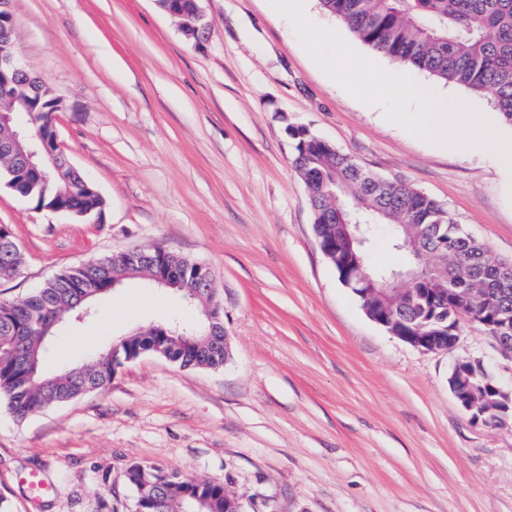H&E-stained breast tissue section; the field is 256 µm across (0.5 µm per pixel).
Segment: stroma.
Masks as SVG:
<instances>
[{
    "instance_id": "stroma-1",
    "label": "stroma",
    "mask_w": 512,
    "mask_h": 512,
    "mask_svg": "<svg viewBox=\"0 0 512 512\" xmlns=\"http://www.w3.org/2000/svg\"><path fill=\"white\" fill-rule=\"evenodd\" d=\"M195 43L157 0H10L27 70L61 98L64 154L106 202L102 222L35 209L0 185L16 239L20 300L68 268L159 245L205 265L230 355L183 369L155 354L102 391L17 420L0 406V496L11 512H133L124 472L159 465L222 481L243 512H512V424L470 420L448 389L456 361L503 383L512 360L461 323L455 347L424 353L365 314L313 230L284 123L444 204L493 258L512 262V172L490 153L435 147L328 78L268 0H202ZM412 78L477 108L490 102L427 73ZM194 308L140 277L92 317L58 329L49 370L86 362L126 334ZM50 483L40 504L19 484Z\"/></svg>"
}]
</instances>
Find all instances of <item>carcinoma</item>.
<instances>
[{"mask_svg": "<svg viewBox=\"0 0 512 512\" xmlns=\"http://www.w3.org/2000/svg\"><path fill=\"white\" fill-rule=\"evenodd\" d=\"M324 12L342 22L363 44L404 68L423 71L445 84L485 97L501 120L512 126V0H319ZM54 96L42 86V101L32 112L0 98V113L12 122L0 125V140L24 121L44 136L53 134ZM293 162L309 192L313 228L322 253L370 313H382L381 300L396 297L385 276L392 271H420L419 251H440L445 261L431 265L416 283V305L396 304L386 317L387 331L398 336L457 335L466 320L482 331L502 309L512 313V271L506 273L485 244L464 230L439 201L402 181L366 178L358 163L313 134L289 124ZM7 186L35 208L52 206L76 218L102 216L105 202L89 180L65 169L46 182L32 172L13 169L0 160ZM362 224L364 244L346 241L344 224ZM400 257L397 266L370 268L366 255L382 232ZM483 268L479 282L468 279L466 266ZM22 256L12 234L0 227V278L20 273ZM159 271L171 275L165 288L180 303L194 307L199 320L180 324L165 336L136 332L122 337L121 360L105 354L87 363L50 374L44 370L47 340L62 323L91 309L94 300L111 292L112 277L140 274L154 280ZM453 289L450 295L442 292ZM224 327L213 277L190 259L163 254L130 262L107 258V266L65 270L19 301H0V405L16 418L103 390L120 367L144 353L165 357L181 368L224 366V334H209L210 319ZM135 492V509L143 512H232L239 499L216 480H188L154 464L133 463L125 471Z\"/></svg>", "mask_w": 512, "mask_h": 512, "instance_id": "obj_1", "label": "carcinoma"}]
</instances>
